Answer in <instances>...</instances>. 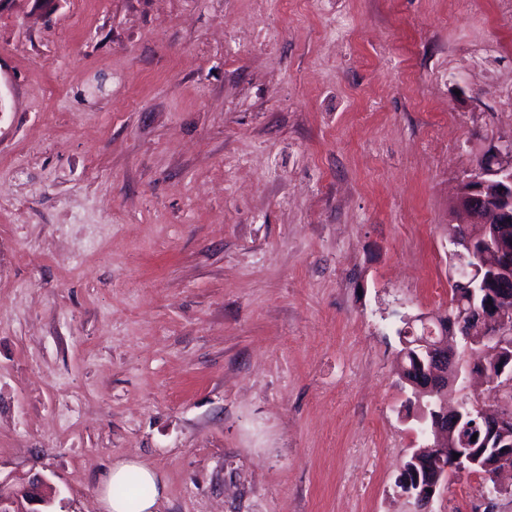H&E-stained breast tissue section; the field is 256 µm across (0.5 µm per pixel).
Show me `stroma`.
Instances as JSON below:
<instances>
[{
	"label": "stroma",
	"mask_w": 512,
	"mask_h": 512,
	"mask_svg": "<svg viewBox=\"0 0 512 512\" xmlns=\"http://www.w3.org/2000/svg\"><path fill=\"white\" fill-rule=\"evenodd\" d=\"M512 138V0H0V483L100 512H512L423 439L402 315ZM137 471L141 479L153 487V494L148 498H142L135 510L137 500L147 493V487L136 476L127 477L124 483L114 488V494L127 501L125 503L112 495L111 488L120 483L130 471ZM165 485L161 477L152 468L141 463L137 459H122L112 463V467L104 474L97 489L99 501L105 512H157L158 499L163 495Z\"/></svg>",
	"instance_id": "1"
}]
</instances>
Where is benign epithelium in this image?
<instances>
[{
	"label": "benign epithelium",
	"mask_w": 512,
	"mask_h": 512,
	"mask_svg": "<svg viewBox=\"0 0 512 512\" xmlns=\"http://www.w3.org/2000/svg\"><path fill=\"white\" fill-rule=\"evenodd\" d=\"M455 209L466 224H494L505 228L512 224V139L492 145L479 164L460 185ZM456 266L450 275L451 284L465 289L470 306L441 321L434 319L437 328L425 333L420 345L429 352L427 379L413 384L414 396L435 395L447 377L448 361L457 358V352L448 348V336H463L464 348L473 354L487 353L506 345L512 337V247L504 243L499 233L491 232L482 248L463 233L452 240ZM494 251L501 257L500 275L492 281L491 288H482L481 257ZM484 333L480 343L471 341L475 331ZM486 384L497 383L512 387V372H496L480 364ZM475 418L479 444L467 445L468 452L451 459L448 465L430 472L426 482L421 478L404 482V493L418 497L421 504L429 506L439 489L448 481V472L472 471L484 477L490 494L505 491L498 476L512 472V409L506 412L493 410L489 403L475 400L461 402L454 407L439 403L430 429L433 437L441 441L448 435V428L457 427L462 413ZM54 495L48 482L33 478L12 486L0 482V512H49Z\"/></svg>",
	"instance_id": "1"
}]
</instances>
